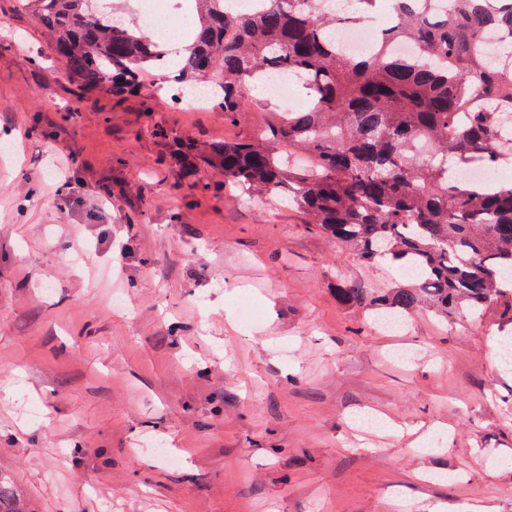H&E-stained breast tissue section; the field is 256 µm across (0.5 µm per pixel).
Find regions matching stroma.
Here are the masks:
<instances>
[{
	"label": "stroma",
	"mask_w": 512,
	"mask_h": 512,
	"mask_svg": "<svg viewBox=\"0 0 512 512\" xmlns=\"http://www.w3.org/2000/svg\"><path fill=\"white\" fill-rule=\"evenodd\" d=\"M165 79L78 93L0 0V472L31 512H512L491 320L389 332L341 305L337 281L398 274L277 199L201 192L168 141L266 114L225 123L158 98Z\"/></svg>",
	"instance_id": "1"
}]
</instances>
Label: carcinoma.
<instances>
[{
    "label": "carcinoma",
    "instance_id": "cac0c4a2",
    "mask_svg": "<svg viewBox=\"0 0 512 512\" xmlns=\"http://www.w3.org/2000/svg\"><path fill=\"white\" fill-rule=\"evenodd\" d=\"M225 0H195L189 55L175 61L144 29L101 0H14L47 34L79 92L136 94L142 75L167 59L172 81L213 89L211 108L238 122L245 101L263 104L273 73L306 90L300 110L280 111L257 135L201 143L183 137L171 158L203 168L241 193L288 201L309 227L338 240L367 267L410 272L404 284L367 294L340 280L336 297L374 317L406 316L429 301L448 320L498 313L501 358L512 361V183L472 182L458 171L475 160L512 159V0H391L394 21L365 55L342 53L341 23L368 21L384 0H262L259 12L230 15ZM502 37L493 46L485 36ZM413 44L415 57L395 54ZM0 512H31L0 473Z\"/></svg>",
    "mask_w": 512,
    "mask_h": 512
}]
</instances>
